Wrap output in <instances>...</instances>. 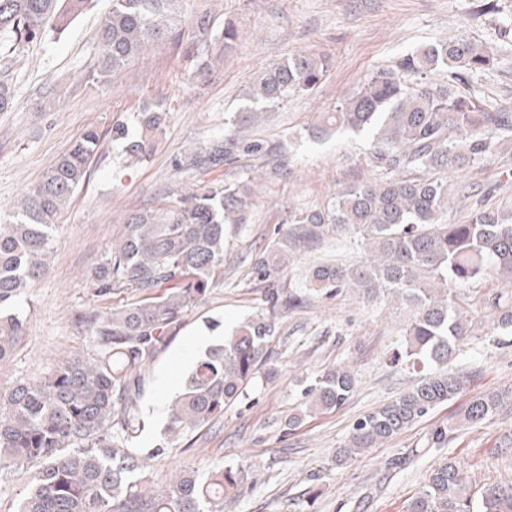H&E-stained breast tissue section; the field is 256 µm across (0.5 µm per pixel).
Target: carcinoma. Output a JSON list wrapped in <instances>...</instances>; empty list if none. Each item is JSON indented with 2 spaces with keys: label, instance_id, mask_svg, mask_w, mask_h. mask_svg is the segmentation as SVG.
I'll list each match as a JSON object with an SVG mask.
<instances>
[{
  "label": "carcinoma",
  "instance_id": "carcinoma-1",
  "mask_svg": "<svg viewBox=\"0 0 512 512\" xmlns=\"http://www.w3.org/2000/svg\"><path fill=\"white\" fill-rule=\"evenodd\" d=\"M182 0H111L98 30L99 55L82 75L88 86L112 81L154 44L170 41L199 76L232 51L238 31L205 12L191 19L181 38ZM93 0H0V48L19 52L62 35ZM493 63V51L471 39L427 44L371 75L360 91L320 116L311 135L366 133L370 163L385 171L371 182L346 186L323 207L290 213L267 248L255 255L263 280L312 252L329 232L351 234L363 259L352 266L315 262L305 275L309 290L332 296L344 289L371 298H393L412 308L405 346L394 360L427 370L418 384L365 414L338 448V465L395 438L437 406L467 394L468 377L449 370L461 341L474 335L472 311L461 291L488 276L512 282V217L476 207L467 220L445 219L449 197L461 187L440 172H458L512 140V112L491 110L462 90L470 74ZM328 60L296 51L258 74L247 89L240 121L256 125L288 97L314 90ZM445 73L436 81L432 75ZM60 90L47 83L34 111L48 112ZM16 107L15 87L0 79V112ZM166 112L145 106L140 134L112 125V140L131 159L146 157L149 134ZM104 134L89 127L43 178L13 204L0 224V363L25 335L19 298L48 269L58 219L85 183ZM238 149L215 138L181 157L179 171L197 173L169 204L143 207L125 219L121 236L90 270L91 294L102 306L79 311L75 328L88 336L90 352L66 357L47 377L20 380L0 392V471L32 464L35 471L18 512H224V496L248 484L249 472L225 465L202 477L194 470L172 476L164 489L149 486L148 460L136 447L144 430L142 398L147 372L178 336L184 318L204 304L224 278V233L242 224L252 184L206 180ZM266 311L238 325L224 341L200 354L171 401L167 432L176 435L216 423L224 408L245 395L260 372L273 378L268 346L278 319L310 302L306 293L271 283ZM494 329L512 334V291L491 298ZM351 367L325 369L301 390L293 427L305 417L343 405L354 391ZM512 404V385L469 397L463 420L477 423ZM478 503L465 468L445 461L433 468L405 512H512V482L486 483Z\"/></svg>",
  "mask_w": 512,
  "mask_h": 512
}]
</instances>
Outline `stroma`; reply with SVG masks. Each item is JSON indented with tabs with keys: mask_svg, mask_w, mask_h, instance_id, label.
<instances>
[{
	"mask_svg": "<svg viewBox=\"0 0 512 512\" xmlns=\"http://www.w3.org/2000/svg\"><path fill=\"white\" fill-rule=\"evenodd\" d=\"M110 0H95L67 31L22 50L9 70L19 111L0 112V221L21 193L37 183L58 155L90 126L134 123L143 105L162 104L166 121L145 160L125 159L119 143L104 139L89 180L59 219L49 269L25 294L21 311L26 334L12 359L0 365V390L16 380L51 373L67 353L88 351L87 336L72 321L76 311L95 308L86 281L127 215L165 203L187 174L176 160L216 136L233 134L246 143L282 142L270 158L246 151L218 169L226 182H241L254 167L268 174L251 194L243 226H228L224 281L205 304L188 312L177 338L149 371L143 412L148 427L137 445L162 443L163 456L151 463L155 487L182 469L207 474L223 464L247 468L253 480L226 496L224 512H405L406 505L442 460L461 462L471 481L512 478V456L499 451L512 438V406L478 424H460L465 398L444 403L392 441L367 449L343 466L336 450L354 422L415 383V374L394 364L405 305L376 303L353 291L315 297L283 314L271 343L278 366L275 379L257 376L246 397L227 406L215 425L164 440L168 405L195 357L208 346L212 323L231 332L265 306L264 285L251 259L272 239L288 213L327 204L345 185L378 178L363 135L309 137L320 113L350 98L380 67L418 47L463 35L494 51L493 65L468 79L470 91L488 104L512 112V0H184L183 18L209 10L238 29L233 53L218 61L205 80L170 43L154 45L120 78L87 88L78 78L99 53L97 30ZM302 50L327 58L330 70L313 91L291 96L255 127L233 124L243 94L266 67ZM63 88L51 111H35L39 89L49 80ZM475 199L512 211V143L495 151L467 176ZM351 366L357 385L340 408L312 415L294 429L286 421L304 385L323 369ZM470 375V393L512 383V341L473 339L453 364ZM168 376L172 389L161 392ZM448 427V444L432 443L434 431Z\"/></svg>",
	"mask_w": 512,
	"mask_h": 512,
	"instance_id": "obj_1",
	"label": "stroma"
}]
</instances>
